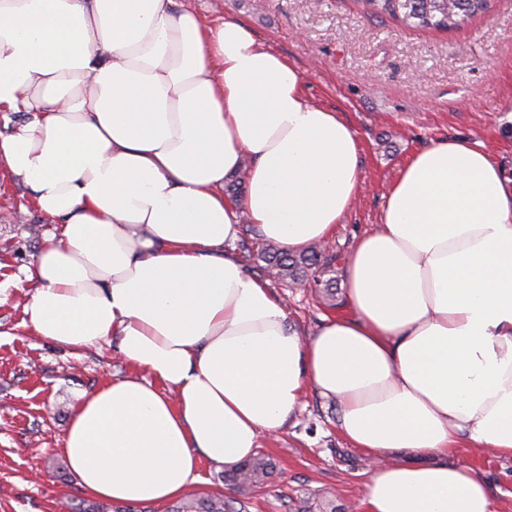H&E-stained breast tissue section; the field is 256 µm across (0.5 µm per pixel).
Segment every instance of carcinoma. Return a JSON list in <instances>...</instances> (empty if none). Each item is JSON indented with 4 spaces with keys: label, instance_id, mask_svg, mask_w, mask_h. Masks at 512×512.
<instances>
[{
    "label": "carcinoma",
    "instance_id": "carcinoma-1",
    "mask_svg": "<svg viewBox=\"0 0 512 512\" xmlns=\"http://www.w3.org/2000/svg\"><path fill=\"white\" fill-rule=\"evenodd\" d=\"M374 16L386 15L414 29L448 30L487 10V0H356ZM264 270L275 277L293 282L311 280L319 286L323 297L336 295V281L322 280L331 268L332 256L327 246L312 243L299 251L276 248L263 243L260 247ZM274 473V464L263 453L243 461L224 472L225 484L243 491L260 485ZM244 501L223 494L194 495L179 500L167 512H245Z\"/></svg>",
    "mask_w": 512,
    "mask_h": 512
}]
</instances>
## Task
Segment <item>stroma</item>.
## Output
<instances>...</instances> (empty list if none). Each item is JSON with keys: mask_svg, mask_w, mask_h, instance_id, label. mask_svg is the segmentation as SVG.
<instances>
[{"mask_svg": "<svg viewBox=\"0 0 512 512\" xmlns=\"http://www.w3.org/2000/svg\"><path fill=\"white\" fill-rule=\"evenodd\" d=\"M216 24L233 16L302 72L308 99L341 112L360 142L364 188L331 237L344 273L356 236L377 228L389 186L417 150L448 138L484 144L512 181V0H489L464 27L412 30L365 14L354 0H174ZM55 227L25 189L0 172V512H83L91 494L61 449L82 397L131 374L117 342L73 352L24 324L35 291L27 279ZM289 320L319 327L326 306L308 288L276 282ZM334 402L307 391L301 410L259 446L275 471L252 490L248 512H318L325 492L337 512H360L368 455L338 427ZM489 485L497 512H512V459L461 448Z\"/></svg>", "mask_w": 512, "mask_h": 512, "instance_id": "35a3bbf8", "label": "stroma"}]
</instances>
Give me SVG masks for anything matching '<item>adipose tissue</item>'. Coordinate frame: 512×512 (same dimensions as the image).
I'll list each match as a JSON object with an SVG mask.
<instances>
[{
  "mask_svg": "<svg viewBox=\"0 0 512 512\" xmlns=\"http://www.w3.org/2000/svg\"><path fill=\"white\" fill-rule=\"evenodd\" d=\"M1 111L28 118L0 135V168L59 226L26 326L75 352L118 339L137 370L73 415L63 453L85 491L174 500L311 389L370 455L364 512H495L452 460L512 458V191L481 144L408 160L346 264L352 315L306 337L227 247L246 222L291 250L329 239L362 188L359 145L245 22L174 0H0ZM400 449L410 461H384Z\"/></svg>",
  "mask_w": 512,
  "mask_h": 512,
  "instance_id": "ef3b65f1",
  "label": "adipose tissue"
}]
</instances>
